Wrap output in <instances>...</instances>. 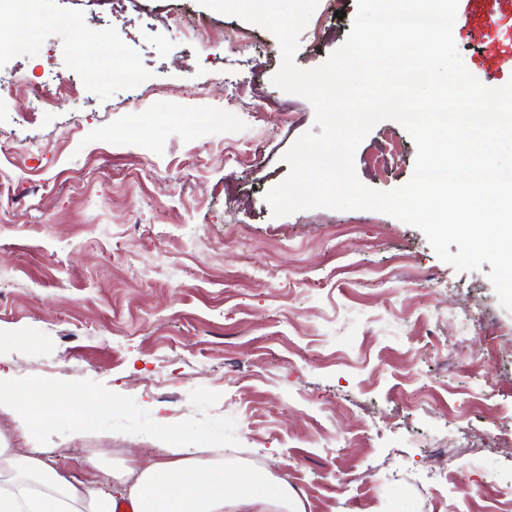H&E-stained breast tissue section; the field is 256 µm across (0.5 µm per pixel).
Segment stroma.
Listing matches in <instances>:
<instances>
[{
  "label": "stroma",
  "mask_w": 512,
  "mask_h": 512,
  "mask_svg": "<svg viewBox=\"0 0 512 512\" xmlns=\"http://www.w3.org/2000/svg\"><path fill=\"white\" fill-rule=\"evenodd\" d=\"M319 0L295 54L318 67L345 41ZM205 23L206 47L184 36ZM0 77L47 92L77 62L109 71L60 106L0 98V439L75 471L166 459L198 442L227 467L287 479L303 512H512V313L490 265L457 272L425 235L374 210L276 217L266 192L314 126L276 88L266 29L198 0H10ZM454 40L479 81H512V0H459ZM398 139L385 177L370 159ZM416 148L378 123L354 165L407 183ZM483 317L461 330L454 310ZM76 385L34 435L12 395Z\"/></svg>",
  "instance_id": "obj_1"
}]
</instances>
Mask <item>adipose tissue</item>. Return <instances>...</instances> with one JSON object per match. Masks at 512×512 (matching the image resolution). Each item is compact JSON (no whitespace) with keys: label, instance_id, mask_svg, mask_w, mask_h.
Returning <instances> with one entry per match:
<instances>
[{"label":"adipose tissue","instance_id":"adipose-tissue-1","mask_svg":"<svg viewBox=\"0 0 512 512\" xmlns=\"http://www.w3.org/2000/svg\"><path fill=\"white\" fill-rule=\"evenodd\" d=\"M82 476L57 468L38 448L0 443V512H302L288 483L260 471L225 472L223 464L187 455L108 470L82 459Z\"/></svg>","mask_w":512,"mask_h":512}]
</instances>
